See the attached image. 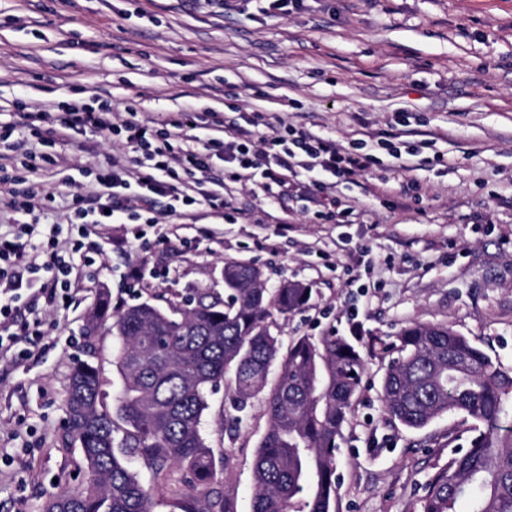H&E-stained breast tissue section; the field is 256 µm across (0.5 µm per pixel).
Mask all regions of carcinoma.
Instances as JSON below:
<instances>
[{
  "label": "carcinoma",
  "mask_w": 512,
  "mask_h": 512,
  "mask_svg": "<svg viewBox=\"0 0 512 512\" xmlns=\"http://www.w3.org/2000/svg\"><path fill=\"white\" fill-rule=\"evenodd\" d=\"M309 299L303 284L269 290L259 267L227 261L222 301H146L119 312V387L108 394L87 361L74 366L67 386L68 436L80 445L87 485L51 496L44 512H153L157 495L175 499L180 512H237L215 486V453L202 434L208 395L222 384L239 413L261 398L268 422L255 453L251 512H333L339 441L365 361L334 332L298 337L281 353L269 318ZM381 391L386 415L409 429L449 413L483 426L425 483L420 512H458L463 501L468 512H512V423L503 418L512 370L446 324L413 321L389 350Z\"/></svg>",
  "instance_id": "carcinoma-1"
}]
</instances>
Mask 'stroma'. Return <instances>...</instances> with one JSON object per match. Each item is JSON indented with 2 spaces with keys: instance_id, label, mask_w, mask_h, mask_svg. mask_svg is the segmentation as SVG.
Returning <instances> with one entry per match:
<instances>
[{
  "instance_id": "35a3bbf8",
  "label": "stroma",
  "mask_w": 512,
  "mask_h": 512,
  "mask_svg": "<svg viewBox=\"0 0 512 512\" xmlns=\"http://www.w3.org/2000/svg\"><path fill=\"white\" fill-rule=\"evenodd\" d=\"M75 84L136 100L145 125L191 102L259 134L260 117L274 114L341 147L364 137L373 163L336 185L350 224L316 216L307 186L279 200L261 183L230 181L224 212L205 207L180 225L165 198L153 199L146 241L123 213L101 226L68 307L21 306L44 335L19 340L21 359H0V512H43L49 494L84 490L79 447L66 442V391L89 359L116 388L111 315L162 297H223L228 260L259 266L267 288H310L302 310L272 317L283 343L333 330L365 358L336 459L335 512H419L422 485L476 423L391 421L386 347L410 322L445 323L512 369V0H304L277 17L258 0L222 12L184 0H0V121H13L15 99H60ZM406 129L419 147L413 171L380 146ZM125 150L91 132L53 146L48 223L67 221V178ZM104 292L110 317L87 333ZM208 402L203 436L231 454L226 484L237 512H250L263 406L235 433L224 390Z\"/></svg>"
}]
</instances>
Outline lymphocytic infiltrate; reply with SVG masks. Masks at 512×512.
I'll list each match as a JSON object with an SVG mask.
<instances>
[{"label":"lymphocytic infiltrate","mask_w":512,"mask_h":512,"mask_svg":"<svg viewBox=\"0 0 512 512\" xmlns=\"http://www.w3.org/2000/svg\"><path fill=\"white\" fill-rule=\"evenodd\" d=\"M15 113L24 128L33 132L41 143L65 145L75 132L91 130L111 133L123 129L127 134L129 154L109 158L105 166L95 170L92 180H71L70 225L76 228L74 243L78 260H64L58 254L61 227H53L42 250L47 259L42 264L28 263L26 271H18L25 244L35 232L34 225L23 222L14 226L11 237H0V279L7 288L0 290V354L13 347L17 334L15 303L23 290L24 273L46 272L49 283L42 288L48 304L64 302L80 276V267L88 263L84 254L85 239L99 226L111 223L112 212H124L130 220L142 218V203L148 195L167 198V213L175 220L192 214L195 207L213 209L224 206V182L251 181L261 178L265 187L276 186L288 191L293 178L316 170L329 174V181H315L309 198L314 206H323L331 195L332 179H347L367 171L372 162L360 148L343 150L329 137L302 128L272 126L270 134L254 137L236 122L225 120L219 113L185 108L159 120L148 128L133 116V102H125L129 119L123 125L113 121L112 97L90 92L88 96L61 101L33 102L16 100ZM207 137H200V130ZM229 164L227 179L213 178L216 162ZM48 153L21 150L8 134L0 133V193L10 195L12 208L30 214L49 210L54 196L45 188L44 177L54 166Z\"/></svg>","instance_id":"obj_1"}]
</instances>
